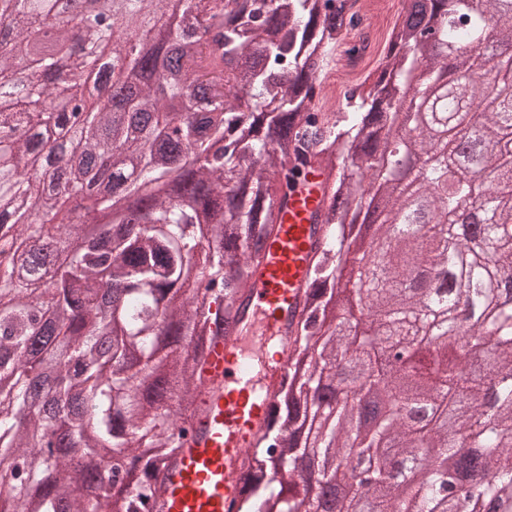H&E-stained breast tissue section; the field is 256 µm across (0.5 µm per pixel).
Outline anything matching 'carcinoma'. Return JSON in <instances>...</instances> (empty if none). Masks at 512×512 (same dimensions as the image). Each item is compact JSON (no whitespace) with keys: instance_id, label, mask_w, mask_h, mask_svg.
Masks as SVG:
<instances>
[{"instance_id":"obj_1","label":"carcinoma","mask_w":512,"mask_h":512,"mask_svg":"<svg viewBox=\"0 0 512 512\" xmlns=\"http://www.w3.org/2000/svg\"><path fill=\"white\" fill-rule=\"evenodd\" d=\"M172 0H102L101 15L72 39L70 0H4L0 9V496L8 512H155L156 480L197 410L206 348L243 330L246 298L264 243L278 231L292 185L326 175L327 200L314 223L330 230L310 251L302 320L288 352L298 374L278 385L264 445L242 459L247 512H353L356 489L335 506L298 496L307 475L279 460L317 458L320 483L336 481V449L391 437L411 455L432 448L403 485L376 474L379 512H479L481 501L512 512V78L481 49L487 32L512 41V10L498 0H413L418 24L391 34L377 84L351 90L323 111L322 75L342 32L359 24L357 0H177L163 24L169 61L127 50ZM472 45L469 70L493 87L473 91L481 118L455 136L475 138L478 159L460 161L453 140L411 122L444 58ZM112 47L119 79L159 72L112 110L81 106L82 78ZM427 78L409 83L417 69ZM433 190V218L410 219L407 202ZM374 189L387 204L365 241L359 223ZM96 194L97 221L62 196ZM468 205L493 217L488 247L467 250L458 224ZM46 235L64 254L51 269L30 241ZM359 254L349 278L368 285L378 324L358 346L353 324L332 314L341 245ZM426 264L454 274L440 303L405 281ZM474 323L432 342L435 325ZM370 386L392 390L390 412L362 433L363 408L343 388L331 400L336 362L352 349ZM484 349L488 372L459 370ZM437 394L456 405L460 431L421 435L402 406ZM482 448L494 466L467 493L437 501L449 465ZM116 455L102 471L99 456Z\"/></svg>"}]
</instances>
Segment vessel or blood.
<instances>
[{"label": "vessel or blood", "mask_w": 512, "mask_h": 512, "mask_svg": "<svg viewBox=\"0 0 512 512\" xmlns=\"http://www.w3.org/2000/svg\"><path fill=\"white\" fill-rule=\"evenodd\" d=\"M325 196L324 177L310 172L288 200L278 238L267 243L250 294L249 317L278 345L274 360L232 336L213 347L202 367L199 416L180 439L174 465L159 489L162 512H238L240 463L262 427L276 385L288 372L299 295L310 278L313 216Z\"/></svg>", "instance_id": "vessel-or-blood-1"}]
</instances>
